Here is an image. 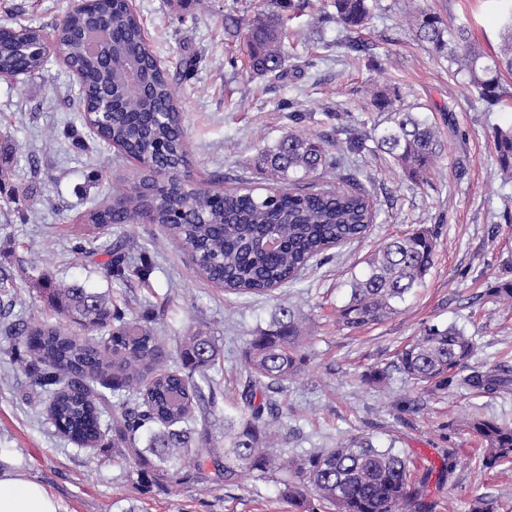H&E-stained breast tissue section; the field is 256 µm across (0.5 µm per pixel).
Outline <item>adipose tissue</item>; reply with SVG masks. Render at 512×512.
<instances>
[{
    "instance_id": "adipose-tissue-1",
    "label": "adipose tissue",
    "mask_w": 512,
    "mask_h": 512,
    "mask_svg": "<svg viewBox=\"0 0 512 512\" xmlns=\"http://www.w3.org/2000/svg\"><path fill=\"white\" fill-rule=\"evenodd\" d=\"M0 512H64L61 502L41 482L0 450Z\"/></svg>"
}]
</instances>
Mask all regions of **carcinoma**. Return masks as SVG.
I'll list each match as a JSON object with an SVG mask.
<instances>
[{
  "instance_id": "1",
  "label": "carcinoma",
  "mask_w": 512,
  "mask_h": 512,
  "mask_svg": "<svg viewBox=\"0 0 512 512\" xmlns=\"http://www.w3.org/2000/svg\"><path fill=\"white\" fill-rule=\"evenodd\" d=\"M333 8L336 22L353 31L366 24L373 5L371 0H333ZM94 9L107 18L110 56L91 52L79 37L92 13L72 10L60 30L68 63L82 79L78 105L104 142L121 145L139 160L145 186L125 196L119 210L109 204L85 215V223L115 235L105 247L107 277L149 274L148 267H130L121 232L144 215L182 246L201 275L240 296L292 284L329 250L367 235L375 219L367 195L299 188L333 165L331 149L351 151L355 144L342 147L338 140L293 131L261 154L273 181L265 193L228 189L219 203L204 202L186 214L184 223H173L169 203L176 198L189 205L196 191L180 178L187 156L185 132L169 73L157 67L152 46L142 36L141 19L122 0H97ZM414 24L422 42L447 54L448 68L467 76L478 101L492 107L512 99L502 81V72L512 73V12L503 25V53L495 57L478 50L465 25L446 26L438 16L421 11ZM37 35L31 27L0 34V67L40 72L46 59L18 52L20 41ZM285 38L284 15L255 19L244 34L250 68L261 75L280 72L288 58ZM133 65L150 74L144 93L124 83ZM396 98L378 92L371 100L373 107L390 113L377 148L404 176L424 181L443 156L439 129L421 112L396 107ZM492 138L498 169L512 178V126L495 128ZM268 237L277 241L276 249H264ZM434 251V237L425 228L387 239L365 261L361 275L352 278L336 323L359 329L399 313L424 285ZM36 285L53 321L32 325L12 320L11 278L0 270V338L14 353H24V371L46 396V413L58 432L80 448L96 447L104 434L111 435L108 447L114 460L125 465L138 486L149 489L173 479L227 483L247 472L283 485L301 512H322L327 505L334 512H428V476L411 482L406 459L390 447L375 446L369 437L341 439L334 448L291 457L274 442V428L286 424L271 394L283 391L307 361L302 351L307 330L293 310L278 307L269 326L244 343L241 357L249 370L244 413L224 418L220 448L213 434V370L223 362L224 348L210 331L190 329L170 347L157 332L149 304L139 305L125 320L112 310L111 298L81 284H56L42 277ZM74 325L104 336V350L72 334ZM473 352L472 338L464 332L433 324L402 349L393 367L417 383L482 394L512 391V372L498 365H469ZM121 392L124 398L112 401ZM467 427L484 445L483 467L512 463V424L472 416Z\"/></svg>"
}]
</instances>
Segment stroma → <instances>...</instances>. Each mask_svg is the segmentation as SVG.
I'll list each match as a JSON object with an SVG mask.
<instances>
[{
    "mask_svg": "<svg viewBox=\"0 0 512 512\" xmlns=\"http://www.w3.org/2000/svg\"><path fill=\"white\" fill-rule=\"evenodd\" d=\"M331 0H308L287 23L291 55L282 71L251 72L243 38L225 31L231 13L251 23L276 8V0H135L152 48L167 68L183 112L190 153L188 178L217 191L267 185L256 164L260 152L290 129L343 141L361 138L328 173L330 183L353 176L364 187L376 218L358 245L335 248L301 279L276 296L225 294L194 269L188 255L155 224L124 226L132 265L152 267L147 281L104 276L103 255L79 247L97 244L98 231L82 224L93 205L130 192L136 166L101 142L71 100L79 87L58 60L14 85L0 84V269L13 278V316L42 320L47 309L35 282L46 276L77 282L110 296L121 314L135 302L157 313L160 335L174 338L206 326L224 346L214 397L220 415H238L248 370L237 352L266 327L279 303L308 319L312 334L304 369L276 400L288 415L289 453L334 447L339 439L369 435L393 446L411 469L431 472L427 487L434 512H468L474 497L499 501L512 512V464L482 469L465 421L472 413L512 421V392L472 391L413 383L392 367L396 354L424 326L452 325L472 337L475 366L512 369V307L492 290L512 281V178L494 162L492 127L512 125V110H488L475 100L464 74L418 40L412 10L424 8L444 22L468 24L485 52L503 45L498 0H377L372 18L346 32ZM74 0H0V26H31L50 33L61 26ZM197 59L192 73L183 63ZM398 90L397 107L422 106L439 126L447 147L427 181L401 176L377 149L375 129L386 113L370 102L378 90ZM74 127L86 144L72 147L61 132ZM437 235L434 265L402 314L359 331L336 323L352 276L390 236L413 228ZM389 367L385 383H362L371 367ZM42 398L21 362L0 339V449L62 502L66 512H297L279 485L239 476L206 487L167 483L143 491L110 450L79 448L63 438L42 412ZM454 478L442 474L448 455Z\"/></svg>",
    "mask_w": 512,
    "mask_h": 512,
    "instance_id": "obj_1",
    "label": "stroma"
}]
</instances>
